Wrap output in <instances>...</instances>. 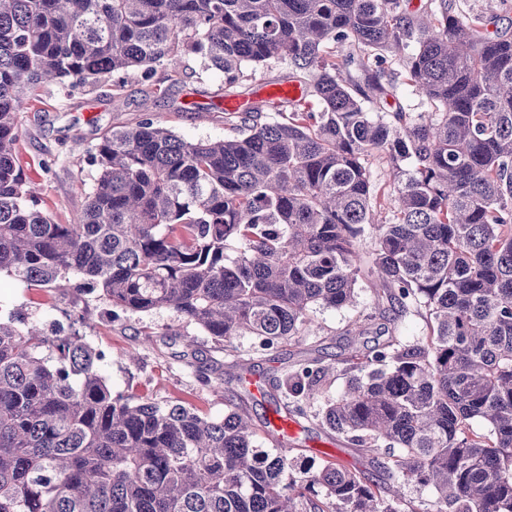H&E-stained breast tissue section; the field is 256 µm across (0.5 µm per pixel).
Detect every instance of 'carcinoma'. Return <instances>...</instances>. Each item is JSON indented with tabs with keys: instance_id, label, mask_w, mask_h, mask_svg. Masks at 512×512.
Returning a JSON list of instances; mask_svg holds the SVG:
<instances>
[{
	"instance_id": "obj_1",
	"label": "carcinoma",
	"mask_w": 512,
	"mask_h": 512,
	"mask_svg": "<svg viewBox=\"0 0 512 512\" xmlns=\"http://www.w3.org/2000/svg\"><path fill=\"white\" fill-rule=\"evenodd\" d=\"M430 111L376 119L395 87L390 49ZM196 62L233 85L286 62L302 101L265 99L235 135L186 140L145 112L86 149L92 193L71 224L40 209L19 165L27 91L93 85ZM283 120L267 122L262 112ZM393 173L375 222L369 157ZM374 239L363 263L362 242ZM48 291L71 277L126 312L168 309L228 345L273 350L315 305L371 311L346 330L347 388L321 424L385 474L329 459L296 472L255 447L243 409L112 395L106 353L21 311L0 319V512H512V36L435 0H0V272ZM416 311L427 332L371 348ZM334 366L298 360L274 385L307 417ZM481 420L487 431L474 428ZM429 487V509L405 498ZM325 491L319 498L318 489Z\"/></svg>"
}]
</instances>
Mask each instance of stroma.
<instances>
[{
  "label": "stroma",
  "mask_w": 512,
  "mask_h": 512,
  "mask_svg": "<svg viewBox=\"0 0 512 512\" xmlns=\"http://www.w3.org/2000/svg\"><path fill=\"white\" fill-rule=\"evenodd\" d=\"M293 77L291 67L284 63L257 71L245 69L243 78L231 87L226 85L223 72L215 69L176 85L164 80L147 86L135 75L116 73L94 86H41L29 92L27 109L19 116L17 157L35 184L41 209L55 223L69 224L83 209L95 182L96 171L89 165L84 148L97 143L112 127L134 125L146 108L161 126L184 139L221 140L231 137L233 131L225 125L223 114L211 111V104L233 98L252 100L260 85ZM79 141L84 144L80 151L75 148ZM49 156L55 157L57 164L53 173L46 175L39 162ZM372 299L369 282L359 280L352 304L310 309L313 335L273 351L261 350L258 339L245 335L234 339L228 350L170 310L122 312L112 319L108 316L112 304L100 291L87 289L79 295L48 292L0 272V315L20 308L43 324L75 327L88 344L111 350L103 374L113 394L158 402L180 399L216 420L223 419L238 403H245L259 428L257 448L286 457L298 471L316 470L329 455L342 466L368 468V460L359 449L319 425L326 401L344 392L346 377L337 369L326 378L320 400L308 407L301 421L303 434L297 440L279 441L262 431L273 402L260 387L303 357L327 362L340 355L347 346L346 329L369 311ZM188 348L200 362L217 367L235 360L246 362L260 379V387L248 389L229 379L211 388L202 386L194 366L178 357ZM243 392L248 395L244 402L239 399Z\"/></svg>",
  "instance_id": "obj_1"
}]
</instances>
